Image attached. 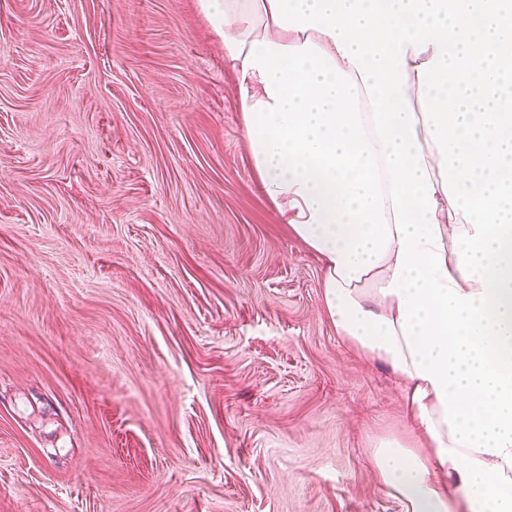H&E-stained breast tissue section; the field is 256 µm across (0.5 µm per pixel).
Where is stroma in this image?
<instances>
[{"label":"stroma","instance_id":"35a3bbf8","mask_svg":"<svg viewBox=\"0 0 512 512\" xmlns=\"http://www.w3.org/2000/svg\"><path fill=\"white\" fill-rule=\"evenodd\" d=\"M320 277L199 0H0V512H404Z\"/></svg>","mask_w":512,"mask_h":512}]
</instances>
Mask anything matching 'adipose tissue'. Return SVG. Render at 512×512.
<instances>
[{
  "label": "adipose tissue",
  "instance_id": "adipose-tissue-1",
  "mask_svg": "<svg viewBox=\"0 0 512 512\" xmlns=\"http://www.w3.org/2000/svg\"><path fill=\"white\" fill-rule=\"evenodd\" d=\"M337 336L388 365L406 512H512V0H201Z\"/></svg>",
  "mask_w": 512,
  "mask_h": 512
}]
</instances>
